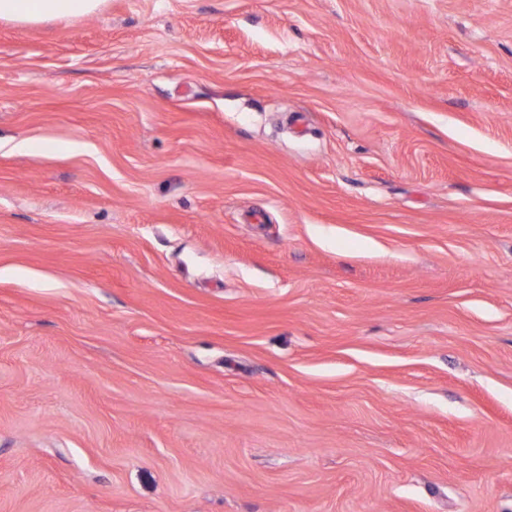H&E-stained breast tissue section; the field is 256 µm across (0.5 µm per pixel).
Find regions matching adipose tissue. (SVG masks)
I'll use <instances>...</instances> for the list:
<instances>
[{
  "instance_id": "obj_1",
  "label": "adipose tissue",
  "mask_w": 512,
  "mask_h": 512,
  "mask_svg": "<svg viewBox=\"0 0 512 512\" xmlns=\"http://www.w3.org/2000/svg\"><path fill=\"white\" fill-rule=\"evenodd\" d=\"M105 0H0V20L19 25L59 18H81L100 10Z\"/></svg>"
}]
</instances>
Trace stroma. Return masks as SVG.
<instances>
[{
    "mask_svg": "<svg viewBox=\"0 0 512 512\" xmlns=\"http://www.w3.org/2000/svg\"><path fill=\"white\" fill-rule=\"evenodd\" d=\"M0 512H512V0L0 21Z\"/></svg>",
    "mask_w": 512,
    "mask_h": 512,
    "instance_id": "1",
    "label": "stroma"
}]
</instances>
